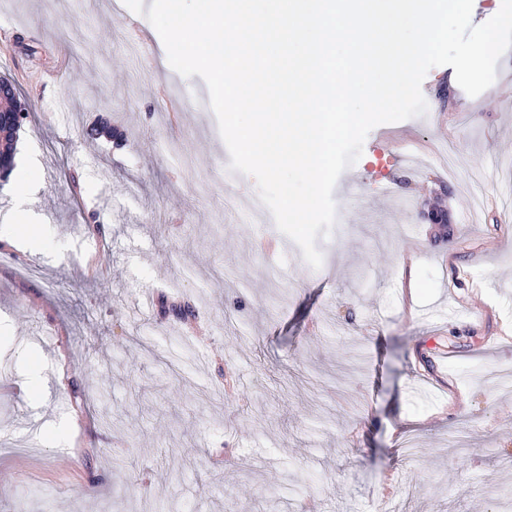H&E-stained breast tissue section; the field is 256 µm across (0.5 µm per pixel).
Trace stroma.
<instances>
[{
  "mask_svg": "<svg viewBox=\"0 0 512 512\" xmlns=\"http://www.w3.org/2000/svg\"><path fill=\"white\" fill-rule=\"evenodd\" d=\"M453 74L369 133L315 270L243 220L256 183L145 17L0 0V80L28 105L0 179V512H506L512 49L479 96ZM28 218L40 246L13 238Z\"/></svg>",
  "mask_w": 512,
  "mask_h": 512,
  "instance_id": "35a3bbf8",
  "label": "stroma"
}]
</instances>
